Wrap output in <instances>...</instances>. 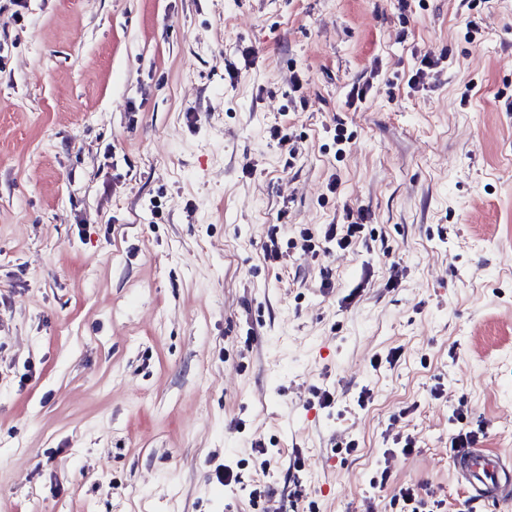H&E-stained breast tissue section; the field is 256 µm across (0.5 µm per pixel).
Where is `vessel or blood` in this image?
I'll use <instances>...</instances> for the list:
<instances>
[{
	"label": "vessel or blood",
	"mask_w": 512,
	"mask_h": 512,
	"mask_svg": "<svg viewBox=\"0 0 512 512\" xmlns=\"http://www.w3.org/2000/svg\"><path fill=\"white\" fill-rule=\"evenodd\" d=\"M457 473L478 499L512 497V463L485 448H469L455 460Z\"/></svg>",
	"instance_id": "obj_1"
}]
</instances>
